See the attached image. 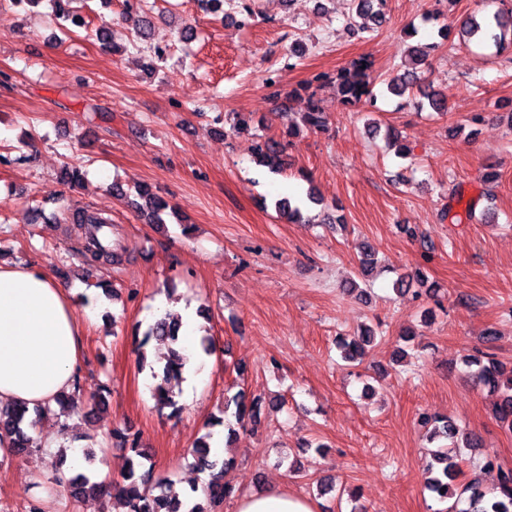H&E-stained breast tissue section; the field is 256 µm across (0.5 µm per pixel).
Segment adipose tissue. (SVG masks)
Instances as JSON below:
<instances>
[{"instance_id": "1", "label": "adipose tissue", "mask_w": 512, "mask_h": 512, "mask_svg": "<svg viewBox=\"0 0 512 512\" xmlns=\"http://www.w3.org/2000/svg\"><path fill=\"white\" fill-rule=\"evenodd\" d=\"M188 357L184 390L202 380L207 358L198 345V316L177 306ZM78 317L68 290L48 273L24 265L0 266V403L31 406L69 389L80 360ZM237 512H315L313 503L285 490L251 495Z\"/></svg>"}]
</instances>
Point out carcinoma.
I'll use <instances>...</instances> for the list:
<instances>
[{"label":"carcinoma","instance_id":"carcinoma-1","mask_svg":"<svg viewBox=\"0 0 512 512\" xmlns=\"http://www.w3.org/2000/svg\"><path fill=\"white\" fill-rule=\"evenodd\" d=\"M54 5V20L59 24L66 22L76 23L77 15L65 8L67 0H49ZM355 12L349 17V26L364 28L362 20L369 18L376 22L381 21L380 11L373 10V0H353ZM466 41L487 42L502 44L506 36L512 37V13H496L491 18L480 20L469 17L460 28ZM410 64L403 73L391 78L387 88L397 95H403L418 82V66L422 65L427 57V47L422 44L412 45L408 49ZM375 78L372 76V63L369 58L357 60L351 69L344 70L336 75V92L346 106H354L363 101L374 104L376 97L373 93ZM302 121L314 129L323 128L326 117L317 107L314 98H309L307 111L302 113ZM254 153L260 165L275 172L282 166L284 144L278 140L268 138L255 145ZM112 193L128 200L132 208L149 224L164 223L163 213L168 203L147 188L137 189V198H130V193L121 184L112 186ZM279 213L290 222H297L303 218V212L290 200L283 198L277 201ZM72 221L75 224H89L94 231L82 246L81 254L87 264L106 261L119 267L122 265V255L112 247V219L111 217L86 208L78 210ZM179 319L171 314L165 315L147 326L135 325L134 335L142 336L137 348L138 363L149 368L151 378L154 380L152 395L158 409L176 408V384L183 379V371L187 359L178 349ZM156 339L168 345V354L158 359L156 363L146 361L145 347L150 340ZM374 336L366 332L350 340L339 338L336 341L342 357L347 361L362 358ZM464 364L471 368L476 367L474 375L477 380L499 395V402L495 405V413L500 422L512 430V369L507 370L492 354L482 350L464 359ZM80 395L79 378L72 380L70 391L62 392L54 397V404L64 407H76V400ZM235 407L234 417L240 427L257 421L261 410V400L252 399L247 404L242 395H236L224 402V411ZM55 414L50 404L36 405L32 408L26 405L0 406V449L3 456L9 460L13 457L23 456L37 447V443L28 435L27 429L34 426L39 420ZM422 422L432 426L430 440L444 437L454 442V446L465 448L477 447V442L468 433L460 431L457 425L446 417H422ZM111 438L116 445L128 448L143 458L145 453L137 448L138 439L124 430L115 429ZM212 433L205 435V440L193 448V456L197 466L210 472V480L201 490H192L185 499H179L173 484L168 481H159L153 487L146 488L150 474L138 473L135 465H130L122 480L112 483L114 500L121 502L127 512H218L224 501L235 496V489L224 482V471L233 465V459L220 460L211 456V446L208 439ZM432 459L438 464V469L427 466L425 488L439 501L443 502L457 497L466 499L469 509L465 512H512V469L500 470L497 485L486 489L481 481L473 477L467 483L454 487V482L460 473L458 462L459 454H448V448L439 446L431 450ZM52 485L66 486L67 493L75 500L86 496H99L106 488V484L90 480L85 474L64 478L60 472H55L48 478Z\"/></svg>","mask_w":512,"mask_h":512}]
</instances>
